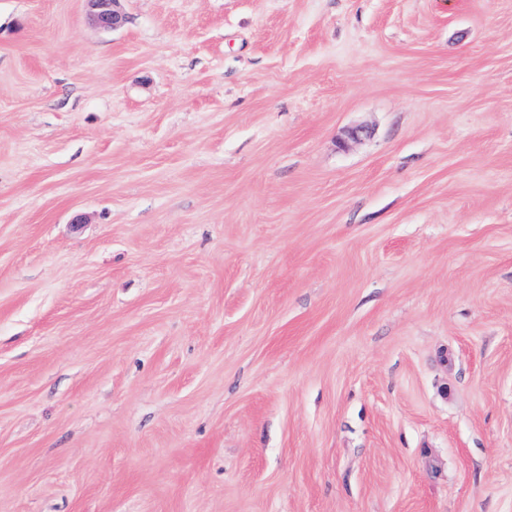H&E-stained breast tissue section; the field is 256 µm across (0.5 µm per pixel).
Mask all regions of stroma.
<instances>
[{
	"label": "stroma",
	"instance_id": "obj_1",
	"mask_svg": "<svg viewBox=\"0 0 512 512\" xmlns=\"http://www.w3.org/2000/svg\"><path fill=\"white\" fill-rule=\"evenodd\" d=\"M0 0V512H512V0ZM95 24L103 30H115L123 23V15L117 9L120 0H85Z\"/></svg>",
	"mask_w": 512,
	"mask_h": 512
}]
</instances>
